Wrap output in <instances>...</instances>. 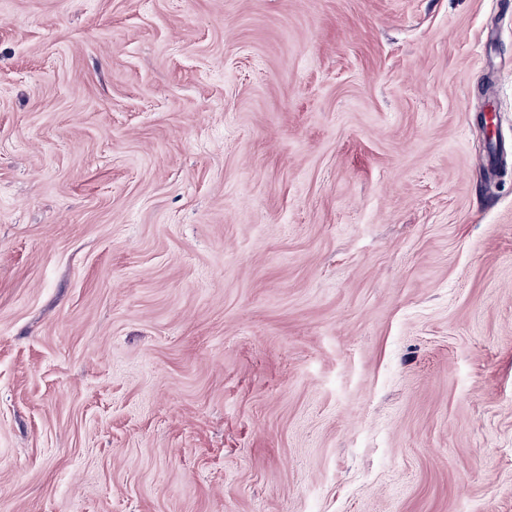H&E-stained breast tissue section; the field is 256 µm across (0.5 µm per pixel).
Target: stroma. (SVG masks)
I'll return each instance as SVG.
<instances>
[{
    "label": "stroma",
    "mask_w": 512,
    "mask_h": 512,
    "mask_svg": "<svg viewBox=\"0 0 512 512\" xmlns=\"http://www.w3.org/2000/svg\"><path fill=\"white\" fill-rule=\"evenodd\" d=\"M0 512H512V8L0 0Z\"/></svg>",
    "instance_id": "35a3bbf8"
}]
</instances>
